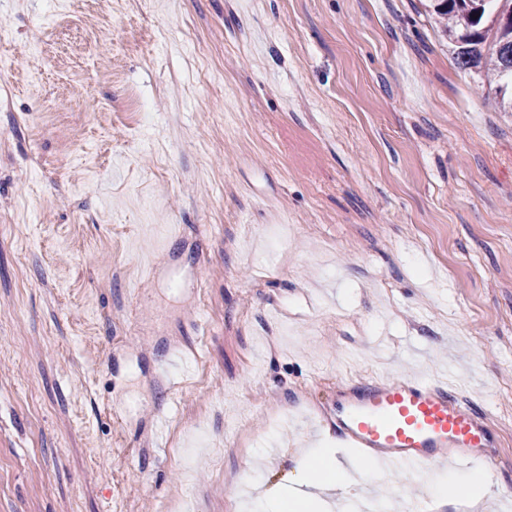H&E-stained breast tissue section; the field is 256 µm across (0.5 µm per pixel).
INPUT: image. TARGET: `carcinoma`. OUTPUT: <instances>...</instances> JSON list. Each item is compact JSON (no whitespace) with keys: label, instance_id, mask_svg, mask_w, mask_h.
I'll use <instances>...</instances> for the list:
<instances>
[{"label":"carcinoma","instance_id":"obj_1","mask_svg":"<svg viewBox=\"0 0 512 512\" xmlns=\"http://www.w3.org/2000/svg\"><path fill=\"white\" fill-rule=\"evenodd\" d=\"M457 66L478 74L493 104L512 112V0H432Z\"/></svg>","mask_w":512,"mask_h":512}]
</instances>
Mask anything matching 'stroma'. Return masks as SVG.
<instances>
[{"label": "stroma", "instance_id": "stroma-1", "mask_svg": "<svg viewBox=\"0 0 512 512\" xmlns=\"http://www.w3.org/2000/svg\"><path fill=\"white\" fill-rule=\"evenodd\" d=\"M0 32V512H237L349 377L448 370L512 488V112L425 0H0Z\"/></svg>", "mask_w": 512, "mask_h": 512}]
</instances>
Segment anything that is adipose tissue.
Wrapping results in <instances>:
<instances>
[{"label":"adipose tissue","instance_id":"ef3b65f1","mask_svg":"<svg viewBox=\"0 0 512 512\" xmlns=\"http://www.w3.org/2000/svg\"><path fill=\"white\" fill-rule=\"evenodd\" d=\"M293 463L284 490L259 492L249 512H358L362 487L379 481L377 461L341 463L331 449L318 447L313 439L301 443ZM469 487L488 493L492 477L481 469L467 475L436 472L423 485L424 499L441 510L451 504V490Z\"/></svg>","mask_w":512,"mask_h":512}]
</instances>
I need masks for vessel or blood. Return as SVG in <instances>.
I'll return each instance as SVG.
<instances>
[{"instance_id":"obj_1","label":"vessel or blood","mask_w":512,"mask_h":512,"mask_svg":"<svg viewBox=\"0 0 512 512\" xmlns=\"http://www.w3.org/2000/svg\"><path fill=\"white\" fill-rule=\"evenodd\" d=\"M343 447L383 460L380 483L396 472L418 479L451 464L489 458L494 432L486 416L461 400L447 378H367L347 386L336 405Z\"/></svg>"}]
</instances>
